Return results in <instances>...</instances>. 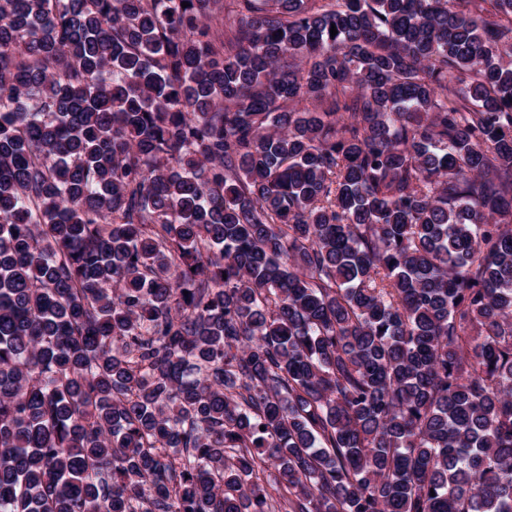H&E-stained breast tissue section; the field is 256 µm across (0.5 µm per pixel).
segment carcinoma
<instances>
[{
    "mask_svg": "<svg viewBox=\"0 0 512 512\" xmlns=\"http://www.w3.org/2000/svg\"><path fill=\"white\" fill-rule=\"evenodd\" d=\"M0 512H512V0H0Z\"/></svg>",
    "mask_w": 512,
    "mask_h": 512,
    "instance_id": "carcinoma-1",
    "label": "carcinoma"
}]
</instances>
